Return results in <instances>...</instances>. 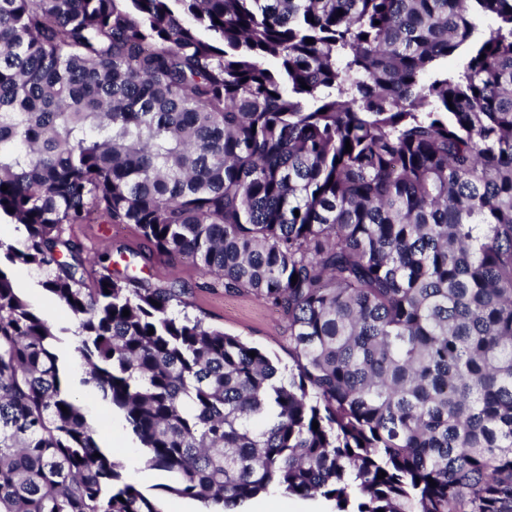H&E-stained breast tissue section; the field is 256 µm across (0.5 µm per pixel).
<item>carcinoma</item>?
Masks as SVG:
<instances>
[{
	"mask_svg": "<svg viewBox=\"0 0 512 512\" xmlns=\"http://www.w3.org/2000/svg\"><path fill=\"white\" fill-rule=\"evenodd\" d=\"M2 185L0 512H164L67 334L209 512H512V0H0ZM92 223L279 310L294 365L87 257L65 225ZM33 271V272H32ZM42 275L24 266L14 268V280L17 288L31 301V303L51 322L59 326L73 327L72 322L51 299V297L39 286L38 281ZM86 408L90 416L97 418L100 416H109L104 428L100 432L99 443L103 447L110 448L117 458L123 463V475L128 483L135 485L139 490L147 495L160 498L163 510L168 508L180 507L187 511L201 512L205 511L204 505L191 499L172 498L163 493L159 486L172 484L169 475L163 471L149 469L144 465L141 451L137 448V443L133 440L130 430L121 415L109 411L108 407L98 398L86 399ZM113 424V425H112ZM114 426V433L112 427ZM118 434L127 449L132 451V456L127 459H120L118 453L123 448H115V435ZM114 435V436H113ZM274 496H281L282 498H284V500L288 503V512H290V510H313L318 512H325L328 510L327 504L319 499L303 500L298 497L288 496L287 494L275 490L259 495L258 497L245 503L242 507L238 508L237 510L244 512L250 511L254 508L255 504L259 500L265 498H272Z\"/></svg>",
	"mask_w": 512,
	"mask_h": 512,
	"instance_id": "1",
	"label": "carcinoma"
}]
</instances>
